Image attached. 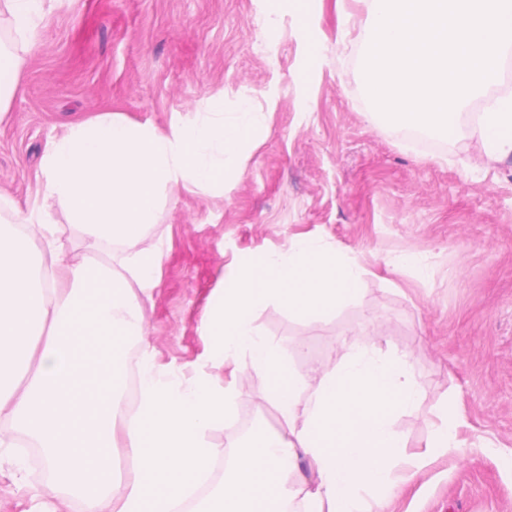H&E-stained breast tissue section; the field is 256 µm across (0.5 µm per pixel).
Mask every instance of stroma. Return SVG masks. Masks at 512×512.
<instances>
[{
	"label": "stroma",
	"instance_id": "35a3bbf8",
	"mask_svg": "<svg viewBox=\"0 0 512 512\" xmlns=\"http://www.w3.org/2000/svg\"><path fill=\"white\" fill-rule=\"evenodd\" d=\"M310 26L269 18L265 0H66L40 32L10 109L0 119V211L42 197L43 154L71 121L105 110L168 130L220 98L267 113L250 136L243 174L207 190L176 188L144 240L159 246V282L144 340L178 369L211 350L206 310L219 306L246 257L314 234L354 249L367 269L356 300L310 325L277 304L256 314L262 334L309 351L306 372L340 364L373 342L411 360L418 408L396 427L406 453H423L449 395L466 422L459 455L372 512H512V157L484 163L477 123L459 114L453 139L409 146L400 130L368 120L360 0H311ZM430 257L426 278L391 266L406 251ZM251 378L236 414L269 434L277 411ZM49 482L40 453L16 438L0 457V512H33Z\"/></svg>",
	"mask_w": 512,
	"mask_h": 512
}]
</instances>
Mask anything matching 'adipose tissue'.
Segmentation results:
<instances>
[{
    "instance_id": "1",
    "label": "adipose tissue",
    "mask_w": 512,
    "mask_h": 512,
    "mask_svg": "<svg viewBox=\"0 0 512 512\" xmlns=\"http://www.w3.org/2000/svg\"><path fill=\"white\" fill-rule=\"evenodd\" d=\"M49 13L46 0H0L17 38L0 51V116ZM478 123L484 157H512V92L493 97ZM266 124L247 102L225 115L220 98L166 131L109 112L73 121L42 159L41 204L0 235V383L10 384L0 390V447L22 435L40 449L51 488L80 497L85 512H180L189 500L192 512H371L370 499L391 492L399 466L414 479L427 461L462 450L465 421L452 395L427 451L407 456L395 422L421 399L407 356L361 344L337 366L300 373L286 344L260 334L255 314L269 303L317 325L358 294L365 269L356 251L310 234L236 269L221 308L206 313L217 350L204 365L168 371L142 346L139 406L127 413L128 345L146 321L137 295L157 284L162 267L161 250L141 241L174 188L207 189L242 172L245 143ZM55 208L113 247L109 264L59 243ZM22 353L35 366L17 385ZM215 370L228 372L224 384L213 381ZM247 375L262 380L284 432L236 449L223 481L195 498L223 454L206 437L232 415ZM120 449L133 461L124 477Z\"/></svg>"
}]
</instances>
